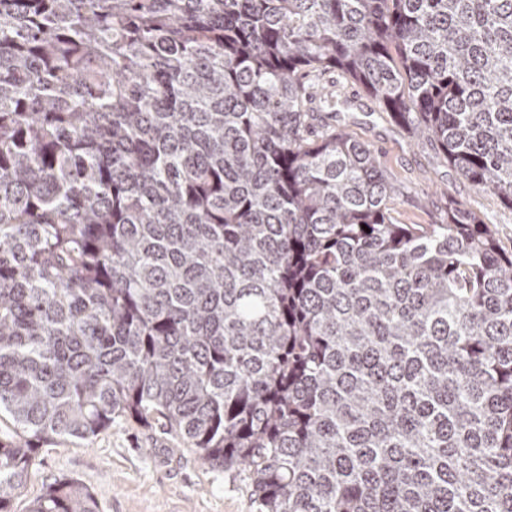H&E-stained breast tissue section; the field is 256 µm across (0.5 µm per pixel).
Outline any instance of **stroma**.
Segmentation results:
<instances>
[{"label":"stroma","instance_id":"35a3bbf8","mask_svg":"<svg viewBox=\"0 0 512 512\" xmlns=\"http://www.w3.org/2000/svg\"><path fill=\"white\" fill-rule=\"evenodd\" d=\"M321 84L339 128L367 142L397 194L392 214L399 224H440L448 202L457 200L486 217L504 252H512V208L476 189L443 157L436 144L416 137L382 112L358 84L337 73ZM79 481L97 512H255L245 470L225 471L201 463L194 449L179 447L161 422L119 420L91 442L59 440L42 445L24 482L14 492L13 512H27L54 480Z\"/></svg>","mask_w":512,"mask_h":512}]
</instances>
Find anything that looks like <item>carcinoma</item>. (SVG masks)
<instances>
[{
    "label": "carcinoma",
    "mask_w": 512,
    "mask_h": 512,
    "mask_svg": "<svg viewBox=\"0 0 512 512\" xmlns=\"http://www.w3.org/2000/svg\"><path fill=\"white\" fill-rule=\"evenodd\" d=\"M330 69L512 208V0H0V512L117 418L256 512H512V255L393 221Z\"/></svg>",
    "instance_id": "cac0c4a2"
}]
</instances>
